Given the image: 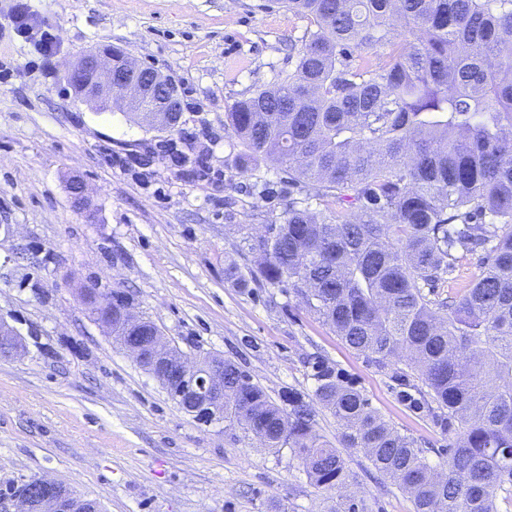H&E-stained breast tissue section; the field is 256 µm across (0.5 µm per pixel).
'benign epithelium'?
<instances>
[{"label":"benign epithelium","instance_id":"benign-epithelium-1","mask_svg":"<svg viewBox=\"0 0 512 512\" xmlns=\"http://www.w3.org/2000/svg\"><path fill=\"white\" fill-rule=\"evenodd\" d=\"M64 79L73 91L85 100L101 102L120 99L128 102L136 112L165 114V126L172 124L170 113L181 111L178 85L169 76L155 69L127 59L126 65L117 63L112 49H92L84 53L64 73ZM69 192L75 209L86 212L90 209L85 182L74 177ZM84 305L94 303V321L107 330L114 329L112 322V295L92 297L81 294ZM118 315L127 327H141L146 320L134 313V307L125 304L118 308ZM1 359L22 355L26 350L23 338L15 327L0 320ZM123 349L150 375L168 384L175 377L190 382L189 389L196 398L190 411L221 423L224 421V368L212 363L199 362L191 365L188 356L165 337L157 333L152 341L139 336H123ZM84 499L60 482L46 476L31 477L17 492H0V512H83Z\"/></svg>","mask_w":512,"mask_h":512}]
</instances>
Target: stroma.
Masks as SVG:
<instances>
[{"label":"stroma","mask_w":512,"mask_h":512,"mask_svg":"<svg viewBox=\"0 0 512 512\" xmlns=\"http://www.w3.org/2000/svg\"><path fill=\"white\" fill-rule=\"evenodd\" d=\"M0 0V318L26 342L0 360V488L46 475L103 512H317L314 486L289 449L185 413L89 317L85 288L120 289L184 353L223 355L270 400L312 394L324 358L369 397L430 461L446 447L432 421L396 396L388 371L345 345L289 288L237 287L256 257L239 225L279 221L288 184L251 189L224 126L230 106L296 62L306 21L275 0H29L51 52L11 21ZM110 45L176 80L177 131L152 129L77 98L62 76ZM91 211L74 209L72 176ZM348 494L368 512H412L407 495L363 452L342 451Z\"/></svg>","instance_id":"35a3bbf8"}]
</instances>
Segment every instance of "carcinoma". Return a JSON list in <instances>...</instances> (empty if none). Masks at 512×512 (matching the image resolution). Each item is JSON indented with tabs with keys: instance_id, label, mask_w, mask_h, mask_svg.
Returning a JSON list of instances; mask_svg holds the SVG:
<instances>
[{
	"instance_id": "1",
	"label": "carcinoma",
	"mask_w": 512,
	"mask_h": 512,
	"mask_svg": "<svg viewBox=\"0 0 512 512\" xmlns=\"http://www.w3.org/2000/svg\"><path fill=\"white\" fill-rule=\"evenodd\" d=\"M307 20L294 70L225 113L244 162L312 187L271 234L244 236L241 282L288 286L351 349L388 370L409 409L448 436L446 459L392 428L334 366L312 363L311 399L272 402L224 361V424L288 448L319 512H367L341 493L340 452L313 404L414 512L512 507V0H284ZM477 258L464 293L449 276ZM406 357L407 368L394 359Z\"/></svg>"
}]
</instances>
